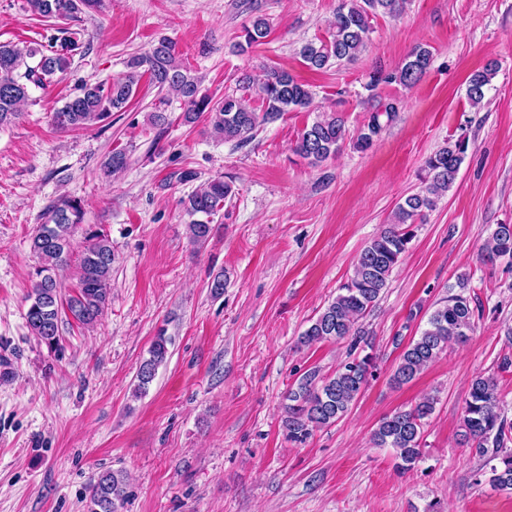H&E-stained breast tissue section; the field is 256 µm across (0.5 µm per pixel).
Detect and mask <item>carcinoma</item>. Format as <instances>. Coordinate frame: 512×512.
I'll return each instance as SVG.
<instances>
[{"instance_id":"1","label":"carcinoma","mask_w":512,"mask_h":512,"mask_svg":"<svg viewBox=\"0 0 512 512\" xmlns=\"http://www.w3.org/2000/svg\"><path fill=\"white\" fill-rule=\"evenodd\" d=\"M408 0H339L329 24V36L301 45L298 55L311 70L321 71L342 61L354 60L365 48L372 17L400 15ZM29 10L42 21H68L88 10L103 6V0H26ZM270 30L269 19L255 15L242 28V41L236 48L244 52L259 45ZM64 37L59 46L0 43V127L19 117V108L30 99L31 87L42 88L46 80L68 65V55L77 41L60 29ZM432 58L429 49L415 47L405 63L392 72L376 70L368 88L381 83L397 82L405 87L415 85L426 72ZM122 77L108 82L86 84L53 112L52 121L59 130L84 129L123 111L134 97L143 75L159 89L179 95L186 106L183 119L193 123L205 117L212 131L228 142L243 144L254 138L258 128L285 112L306 109L312 92L285 70L271 68L264 72L260 92L266 108L259 114L236 94L213 100L199 94V82L191 70L176 56L175 44L162 38L151 50L130 58ZM497 73L493 64L467 78L466 97L474 108L481 106ZM399 112V105L389 102L370 116L357 139L363 151L372 147L384 128ZM344 140V123L331 114L317 118L299 134L295 151L312 165L336 155ZM469 149V137L461 134L448 140L446 146L429 156L421 169L420 190L405 197L393 212L391 222L360 253L352 277L339 288L336 296L299 337L302 345L323 341H346L349 350L371 346L359 321L378 302L389 284L393 270L399 265L414 237L413 226L434 210L438 201L453 187ZM125 152L114 151L105 162L106 171L118 174L126 169ZM234 195L232 186L221 178L208 181L185 201L190 217L188 229L195 242H203L211 232L214 216L224 202ZM84 209L77 198L69 199L50 211L48 221L39 225L32 238L31 249L42 260L35 270L26 323L31 334L50 350L59 346V314L67 308L74 319L84 325L94 323L108 303L114 254L109 239L93 227L85 230L87 245L79 262L78 291L63 299L55 269L67 263L70 240L75 226L83 223ZM486 262L505 260L512 265V224H498L481 245ZM467 278H458L461 292L451 294L428 317L427 326L403 349L391 382L402 386L412 382L448 347L463 344L474 328L475 308L462 289ZM168 338L159 331L136 373V392H146L158 367L166 360ZM376 356L367 353L342 363L330 376L317 370L305 373L296 387L288 389L282 426L288 439L302 443L313 432L328 427L344 416L370 380L376 376ZM436 398L425 395L409 409L382 417L373 430L371 441L377 448L395 452L396 467L410 469L421 457L424 427L435 410ZM461 445L482 458L475 483L487 480L498 491L512 495V422L504 417L494 375L479 374L470 381L459 431ZM124 477L105 471L93 484L89 512H118L124 500Z\"/></svg>"}]
</instances>
